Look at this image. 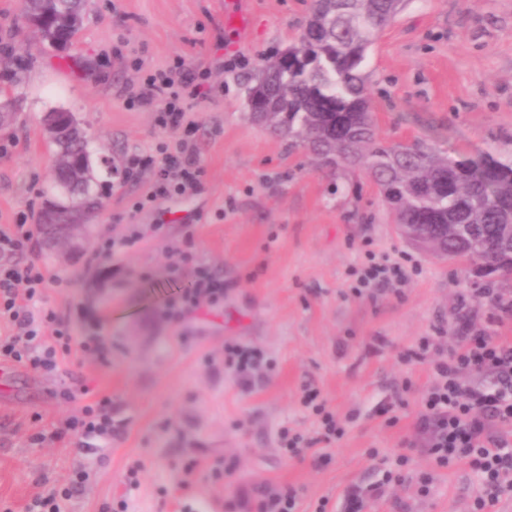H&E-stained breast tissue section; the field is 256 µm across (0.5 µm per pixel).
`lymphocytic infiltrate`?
Instances as JSON below:
<instances>
[{
  "label": "lymphocytic infiltrate",
  "instance_id": "1",
  "mask_svg": "<svg viewBox=\"0 0 512 512\" xmlns=\"http://www.w3.org/2000/svg\"><path fill=\"white\" fill-rule=\"evenodd\" d=\"M164 73L145 78L137 102L158 114L161 125H179L183 107ZM153 171L155 181L149 197L182 195L195 189L201 169L186 143H178L175 152L134 155L128 158L123 175L131 177ZM35 227L31 224L0 226V254L14 261L0 266V321L10 323L13 336L0 338V358L27 363L44 372L56 371L60 352L79 345L82 351L105 356V337L88 336L74 342L72 328L55 313L36 318L23 311L20 300L40 298L47 286L42 273L23 264L21 257L32 249ZM224 298V281L206 267H198L190 286L182 289L181 309L215 305ZM51 336H44V329ZM437 381L425 401L420 429L430 436L429 454L437 467L467 466L478 473L483 493L472 504V512H494L505 490L512 489V443L502 437V430L512 428V341L500 336H463L446 360L434 365ZM496 377L495 388H486V374ZM495 422L499 434L488 433L486 425Z\"/></svg>",
  "mask_w": 512,
  "mask_h": 512
}]
</instances>
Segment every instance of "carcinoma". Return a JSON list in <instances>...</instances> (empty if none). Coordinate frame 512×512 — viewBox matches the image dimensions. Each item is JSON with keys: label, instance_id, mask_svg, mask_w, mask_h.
<instances>
[{"label": "carcinoma", "instance_id": "cac0c4a2", "mask_svg": "<svg viewBox=\"0 0 512 512\" xmlns=\"http://www.w3.org/2000/svg\"><path fill=\"white\" fill-rule=\"evenodd\" d=\"M405 0H312L292 60L263 65L246 89L272 103L266 126L315 155H336L337 168L365 171L397 224L437 253L512 274V158L491 153L449 158L422 139L383 145L367 96V50Z\"/></svg>", "mask_w": 512, "mask_h": 512}]
</instances>
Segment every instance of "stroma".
<instances>
[{"label":"stroma","mask_w":512,"mask_h":512,"mask_svg":"<svg viewBox=\"0 0 512 512\" xmlns=\"http://www.w3.org/2000/svg\"><path fill=\"white\" fill-rule=\"evenodd\" d=\"M225 0H88L72 45L14 33L20 0H0V225L36 215L52 192L56 146L44 113L72 112L94 157L124 167L137 153L188 142L197 190L135 209L153 181L96 170L101 209L71 243L36 239L25 262L49 278L37 316L73 315L107 337L105 358L63 356L45 373L0 360V512H28L49 487L78 482L62 512H260L261 491L293 487L297 512L378 481L403 454L405 479L364 498V512H471L468 467L438 468L418 428L425 399L458 336L512 337V279L475 276L467 261L420 249L399 233L371 177L331 176L304 147L254 122L244 80L295 44L310 0H249L250 37L224 27ZM209 70L206 96L185 108L192 129H165L134 100L147 74ZM367 94L381 139L421 138L443 155L512 156V0H408L373 40ZM138 232L127 244L130 232ZM115 244L111 259L94 249ZM411 267L402 284L361 287L370 262ZM224 280V301L166 317L165 302L197 267ZM430 347L413 358L422 340ZM258 350L239 377L224 347ZM315 391L343 432L320 440ZM108 399L112 432L60 436L83 405ZM309 442L280 450L283 431ZM428 474V495L417 479Z\"/></svg>","instance_id":"obj_1"}]
</instances>
